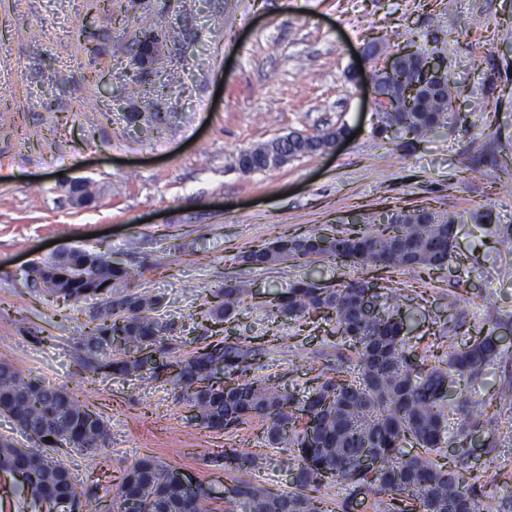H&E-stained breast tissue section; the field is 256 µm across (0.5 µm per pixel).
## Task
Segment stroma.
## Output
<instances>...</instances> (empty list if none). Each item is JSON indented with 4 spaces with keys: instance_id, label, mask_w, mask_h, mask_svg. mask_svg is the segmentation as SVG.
I'll return each mask as SVG.
<instances>
[{
    "instance_id": "obj_1",
    "label": "stroma",
    "mask_w": 512,
    "mask_h": 512,
    "mask_svg": "<svg viewBox=\"0 0 512 512\" xmlns=\"http://www.w3.org/2000/svg\"><path fill=\"white\" fill-rule=\"evenodd\" d=\"M87 0H0V363L63 385L101 415L109 438L89 456L61 448L59 461L82 483L84 500L116 512L133 463L151 455L210 486L223 512L239 480L290 490L284 449L270 447L259 420L213 431L179 403L171 384L97 370L82 346L93 301L64 303L28 286L26 269L51 256V241L109 251L138 270L134 281L163 299L173 358L224 336L264 344L253 377L305 392L356 363L326 315L274 320L267 292L304 278L296 264L244 265L252 246L284 233L369 224L429 206L457 219L448 267L427 280L408 270L377 272L397 288L418 358L433 362L442 338L461 344L494 334L512 349V0H140L124 27L86 24ZM197 28L202 56L181 51L151 137L130 133L126 114L146 100L98 96L91 79L130 67V33L159 15ZM374 39L440 50L460 88L456 112L420 140L385 138L369 76L387 57L368 58ZM347 126L352 141L326 154L243 174L238 154L299 133ZM82 178L91 205L70 201L63 178ZM249 294L234 323L199 312L225 279ZM512 362L489 366L463 389L491 399L493 428L463 435L448 418L442 454H467L475 493L491 512L512 503ZM237 449L251 467L225 465Z\"/></svg>"
}]
</instances>
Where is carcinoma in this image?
Returning <instances> with one entry per match:
<instances>
[{
  "label": "carcinoma",
  "mask_w": 512,
  "mask_h": 512,
  "mask_svg": "<svg viewBox=\"0 0 512 512\" xmlns=\"http://www.w3.org/2000/svg\"><path fill=\"white\" fill-rule=\"evenodd\" d=\"M112 0H89V14L125 24L122 12L112 13ZM183 29L169 18L135 27L131 45L182 43ZM428 53L396 58L373 73L376 93L388 109L378 134L421 139L444 126L456 111L459 87L445 70L422 73L417 62ZM150 72L137 67L122 83L123 92L145 90ZM343 131L339 126L321 135L291 134L249 148L252 167L262 171L302 155L322 151ZM455 218L430 207L387 215L375 224H353L331 233L285 234L271 243L245 251L241 262L253 267L280 265L289 261L310 265L328 257L355 268L378 271L407 269L431 274L445 269L457 248ZM91 266L85 276H71V259L51 257L37 262L28 272L34 288L65 302L92 298L84 348L102 356L98 369L119 375H136L150 383L171 368L176 399L197 410L202 425L213 430L246 423L255 418L264 423L269 445L286 448L298 459L291 470L292 490L285 492L239 481L237 505L242 512H333L332 503L321 495L328 481L344 484L353 491L374 492L399 506L398 512H441L460 505L467 512H482L476 499L473 476L466 456L443 462L437 454L447 444L448 412L461 399L460 431H479L492 425L487 401L463 398L461 382L476 379L484 369L505 363L508 351L500 348L492 334L468 339L445 353L437 365L416 362L409 351V327L393 306L400 294L395 289L371 292L376 283L367 278H350L338 286H325L299 279L288 288L272 293L266 301L269 316L298 319L325 314L334 323V333L356 359L359 377L326 380L298 397L267 379L249 377L252 361L262 354L254 345L235 339L219 341L191 355L144 368L137 355L153 350L166 357L169 322L159 314L162 298L148 291H130L136 270L113 263L109 252H90ZM54 267L66 276L65 287L45 285L44 268ZM247 289L233 279L209 292L200 314L217 322L235 321ZM212 363L224 364L229 385L213 383L207 376ZM0 412L9 415L20 431H40L52 436L30 448L0 440V473L17 469L28 472L26 487L34 500L47 503L55 512L60 501L80 507L81 493L70 471L52 455L66 445L93 455L107 436L102 418L82 405L63 385L25 379L7 363H0ZM317 425L310 429L308 421ZM419 449L404 453L406 443ZM375 453L379 465L358 470L352 462L365 450ZM138 499L141 512H207L204 501L184 494L178 470L153 456H144L128 469L117 493Z\"/></svg>",
  "instance_id": "cac0c4a2"
}]
</instances>
